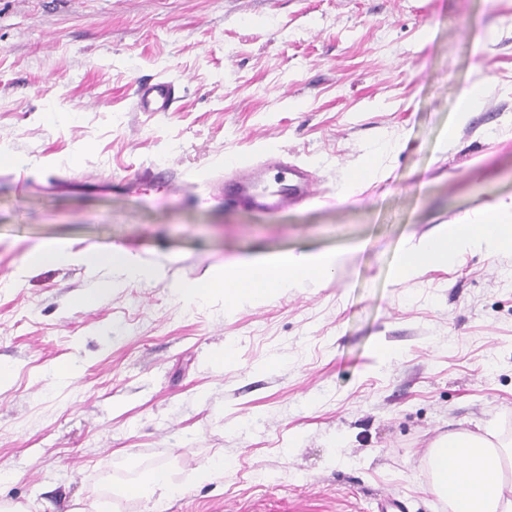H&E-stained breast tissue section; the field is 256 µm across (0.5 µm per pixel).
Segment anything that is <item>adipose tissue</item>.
Instances as JSON below:
<instances>
[{"label":"adipose tissue","instance_id":"adipose-tissue-1","mask_svg":"<svg viewBox=\"0 0 512 512\" xmlns=\"http://www.w3.org/2000/svg\"><path fill=\"white\" fill-rule=\"evenodd\" d=\"M512 251V200L482 208L464 223L444 224L422 240L407 243L395 270L399 281L413 278L423 267L451 264L458 253L470 250L495 256ZM340 258L333 252L297 251L261 257L239 258L210 269L200 280L183 283L176 291L188 305L198 303L205 294L224 297L226 311L243 305L264 304L271 296L300 284L331 277ZM31 266L81 265L90 269H109L113 277L104 289L130 281H148L161 274L160 268L143 263L139 255L122 247L89 248L74 253L66 247L43 243L27 257ZM441 455L463 456L465 470L434 472L427 490L445 500L452 512H512V477L504 473L505 452L481 431H457L438 439L429 449L428 460Z\"/></svg>","mask_w":512,"mask_h":512}]
</instances>
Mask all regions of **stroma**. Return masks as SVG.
Masks as SVG:
<instances>
[{
	"mask_svg": "<svg viewBox=\"0 0 512 512\" xmlns=\"http://www.w3.org/2000/svg\"><path fill=\"white\" fill-rule=\"evenodd\" d=\"M480 77L481 111L456 124ZM150 79L181 86L175 111H131ZM389 139L385 177L340 200ZM278 149L321 195L225 206L217 163ZM509 198L512 0H0V503L449 512L427 491L433 441L512 437V253L405 282L395 267L407 242ZM43 242L120 246L163 274L86 305L110 272L18 276ZM292 250L340 266L230 314L175 292ZM57 364L76 379L57 384ZM157 469L180 496L122 495Z\"/></svg>",
	"mask_w": 512,
	"mask_h": 512,
	"instance_id": "stroma-1",
	"label": "stroma"
}]
</instances>
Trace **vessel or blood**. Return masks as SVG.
Returning <instances> with one entry per match:
<instances>
[{"label":"vessel or blood","mask_w":512,"mask_h":512,"mask_svg":"<svg viewBox=\"0 0 512 512\" xmlns=\"http://www.w3.org/2000/svg\"><path fill=\"white\" fill-rule=\"evenodd\" d=\"M135 109L139 112H170L178 99L171 81L141 83L135 89ZM278 188L263 184V171L252 157L230 156L224 160V204L258 212L286 209L299 201L320 195L321 190L310 169L299 164L278 166Z\"/></svg>","instance_id":"b4317fda"}]
</instances>
